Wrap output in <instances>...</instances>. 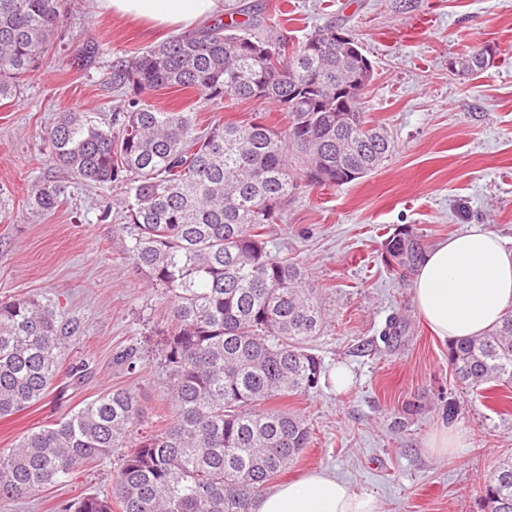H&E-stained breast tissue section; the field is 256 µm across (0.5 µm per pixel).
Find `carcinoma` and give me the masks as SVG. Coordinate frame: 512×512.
<instances>
[{
	"label": "carcinoma",
	"instance_id": "obj_1",
	"mask_svg": "<svg viewBox=\"0 0 512 512\" xmlns=\"http://www.w3.org/2000/svg\"><path fill=\"white\" fill-rule=\"evenodd\" d=\"M67 0H0V101L13 100L40 67ZM238 22L215 23L133 55L115 56L107 83L126 95L111 124L66 112L47 131L51 160L77 179L122 192L123 253L170 302L164 357L173 416L164 429L132 441L140 417L135 395L111 389L0 448V506L68 482L81 466L125 448L110 489L62 512H249L273 477L311 439L298 414L272 400L316 389L321 362L310 342L326 312L302 267L269 250L276 223L297 188L340 186L377 169L394 151L359 106L341 91L349 76L327 25L284 54L288 36L254 6H235ZM488 45L464 55L467 70L493 60ZM194 90L208 101L230 96L276 104L279 132L262 121L199 129L192 112H169L144 95ZM65 187L37 186L34 207L49 212ZM385 260L402 274L424 257L420 241L397 233ZM68 339L54 304L0 301V419L44 398ZM448 361L471 388L512 385V310L485 334L453 341ZM483 512H512V460L480 487Z\"/></svg>",
	"mask_w": 512,
	"mask_h": 512
}]
</instances>
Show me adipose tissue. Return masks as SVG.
Returning a JSON list of instances; mask_svg holds the SVG:
<instances>
[{
    "instance_id": "obj_1",
    "label": "adipose tissue",
    "mask_w": 512,
    "mask_h": 512,
    "mask_svg": "<svg viewBox=\"0 0 512 512\" xmlns=\"http://www.w3.org/2000/svg\"><path fill=\"white\" fill-rule=\"evenodd\" d=\"M100 13L188 34L224 15L226 0H95ZM416 309L440 338L479 336L512 308V250L474 225L429 249L413 274ZM250 512H380L377 498L322 470L274 487Z\"/></svg>"
}]
</instances>
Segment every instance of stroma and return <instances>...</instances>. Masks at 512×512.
Returning <instances> with one entry per match:
<instances>
[{"instance_id": "35a3bbf8", "label": "stroma", "mask_w": 512, "mask_h": 512, "mask_svg": "<svg viewBox=\"0 0 512 512\" xmlns=\"http://www.w3.org/2000/svg\"><path fill=\"white\" fill-rule=\"evenodd\" d=\"M252 2L295 42L332 22L350 29L373 66L362 108L395 143L392 157L369 176L336 187L299 186L281 221L268 227L270 249L303 264L328 313L311 344L322 361L318 387L275 402L307 420L312 441L274 481L321 469L374 494L382 512H481L479 484L512 458V403L456 381L447 341L420 317L411 284L387 266L383 243L407 232L429 249L481 224L512 249V0ZM169 36L97 14L92 0H68L49 63L27 76L19 98L0 104V299L56 302L73 330L47 396L0 419V448L108 388L137 396L141 431L156 432L170 420L162 357L171 328L168 299L122 251L119 191L54 165L45 137L64 112L109 123L123 100L104 85L113 55ZM88 42L100 53L90 65L77 64ZM488 44L497 48L490 66L475 73L450 69L460 54ZM146 100L196 113L203 128L257 116L285 128L271 103L216 104L176 88ZM48 181L65 186V199L43 212L28 199ZM106 208L111 216L104 221ZM394 321L401 333L385 341ZM130 348L139 358L132 373L113 360ZM80 361L89 365L86 375L71 378V365ZM339 365L354 375L340 393L329 379ZM446 427L467 436L464 453L432 448ZM118 466L114 457L80 468L65 485L0 512H60L62 503L108 489Z\"/></svg>"}]
</instances>
